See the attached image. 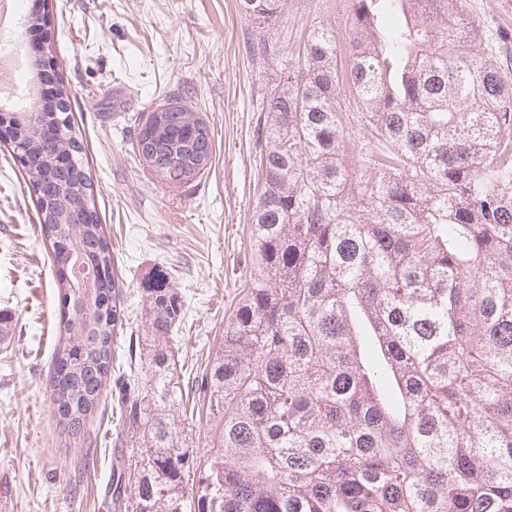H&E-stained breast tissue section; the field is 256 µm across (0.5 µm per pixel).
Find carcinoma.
<instances>
[{
  "label": "carcinoma",
  "mask_w": 512,
  "mask_h": 512,
  "mask_svg": "<svg viewBox=\"0 0 512 512\" xmlns=\"http://www.w3.org/2000/svg\"><path fill=\"white\" fill-rule=\"evenodd\" d=\"M280 53L288 0H238ZM346 81L367 118L353 156L336 37L317 27L301 79L269 92L255 269L194 388L173 342L181 289L156 269L141 302L146 368L115 379L140 450L131 512H512V38L462 0H354ZM9 116L29 147L41 232L61 285L50 400L76 435L111 375L123 308L63 81ZM139 155L174 184L211 164L206 122L179 103L135 118ZM82 248L92 287L67 274ZM206 414L202 456L177 417Z\"/></svg>",
  "instance_id": "obj_1"
}]
</instances>
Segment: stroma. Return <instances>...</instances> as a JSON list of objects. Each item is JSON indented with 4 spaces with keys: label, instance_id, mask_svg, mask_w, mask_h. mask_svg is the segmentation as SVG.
I'll use <instances>...</instances> for the list:
<instances>
[{
    "label": "stroma",
    "instance_id": "1",
    "mask_svg": "<svg viewBox=\"0 0 512 512\" xmlns=\"http://www.w3.org/2000/svg\"><path fill=\"white\" fill-rule=\"evenodd\" d=\"M46 53L61 64L96 206L122 284L125 321L118 365L130 338L145 336L142 283L167 268L184 289L186 318L175 360L182 375L224 323L253 271L249 224L260 197L257 128L275 85L294 78L299 51L316 27L336 36L337 66L352 50L353 0H288L272 31L282 50L249 52L254 24L237 0H47ZM182 101L209 126L211 165L194 180H165L132 149V118ZM50 243L35 197L7 147H0V311L16 321L0 348V498L12 512H125L113 472L131 451L114 444L120 424L112 390L77 435L62 432L47 393L59 338V298Z\"/></svg>",
    "mask_w": 512,
    "mask_h": 512
}]
</instances>
